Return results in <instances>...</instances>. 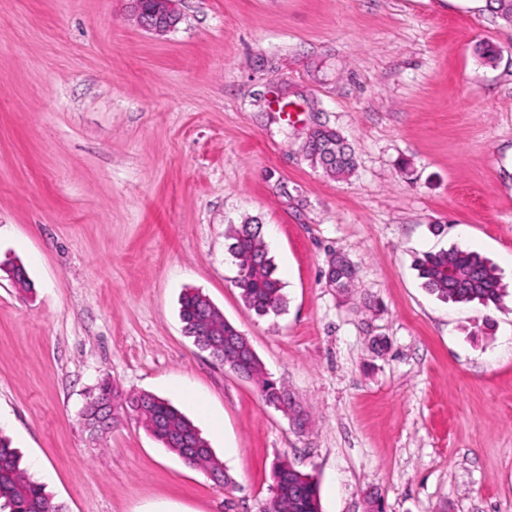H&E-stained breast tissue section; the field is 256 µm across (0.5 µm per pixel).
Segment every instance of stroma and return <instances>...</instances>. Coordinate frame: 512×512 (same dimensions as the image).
<instances>
[{
  "label": "stroma",
  "mask_w": 512,
  "mask_h": 512,
  "mask_svg": "<svg viewBox=\"0 0 512 512\" xmlns=\"http://www.w3.org/2000/svg\"><path fill=\"white\" fill-rule=\"evenodd\" d=\"M179 9L156 34L131 0H0V264L33 284L0 274V432L67 512H263L280 459L315 478L321 512H512V297L445 302L414 267L462 246L512 287V24L486 0ZM323 126L351 176L313 164ZM247 218L284 285L277 316L234 286ZM189 289L301 420L185 336ZM105 379L178 408L231 486L132 415L90 437L80 413ZM309 149L311 155L318 157L323 166L329 165L324 167L334 176H346L355 169L354 152L333 129L322 128L317 131L316 137L311 138ZM326 152L332 157L329 161L324 158ZM333 265L337 267L336 271L334 268L330 270ZM353 269V265L344 256L336 254L329 264V282L340 291L347 290L355 278V274L351 272Z\"/></svg>",
  "instance_id": "35a3bbf8"
}]
</instances>
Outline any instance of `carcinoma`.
<instances>
[{
    "mask_svg": "<svg viewBox=\"0 0 512 512\" xmlns=\"http://www.w3.org/2000/svg\"><path fill=\"white\" fill-rule=\"evenodd\" d=\"M311 155L326 165L330 174L342 177L355 169L352 149L333 129L322 128L311 138ZM228 247L237 267L235 287L245 306L259 316L278 315L286 307L283 285L275 276V266L263 240L260 226L241 224L232 230ZM336 266V288L347 290L354 281L353 265L337 254L330 261ZM425 288L439 299L468 304L477 302L485 307L499 306L508 294L495 266L479 253L463 247H453L427 253L415 262ZM6 273L25 291L31 282L23 266L11 264ZM180 318L185 334L202 350L208 347L195 329L203 326L207 339L219 343L221 361L238 375L254 381L265 402L274 407L292 408L288 393L271 380L259 357H250L239 350L240 331L224 319V315L203 292L190 289L180 300ZM112 407V421L120 411L136 415L142 426L165 447L186 463L208 473L222 471L212 448L196 427L168 402L149 393H123L105 383L89 398L81 411L84 423L95 422L100 407ZM273 495L264 512H318V487L313 479L297 471L281 459L273 467ZM0 501L11 512H66L65 506L54 501L44 484L36 481L21 467L20 457L9 438L0 435Z\"/></svg>",
    "mask_w": 512,
    "mask_h": 512,
    "instance_id": "1",
    "label": "carcinoma"
}]
</instances>
